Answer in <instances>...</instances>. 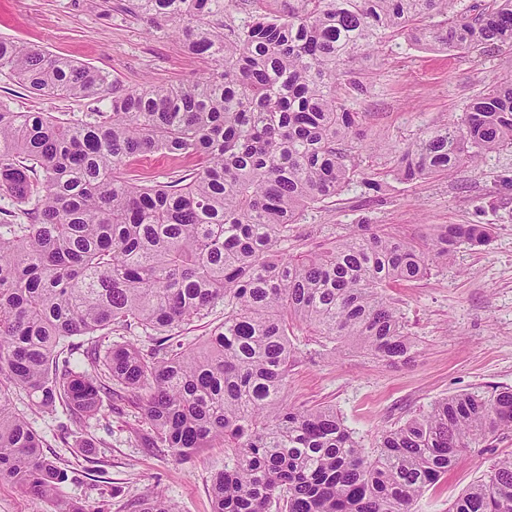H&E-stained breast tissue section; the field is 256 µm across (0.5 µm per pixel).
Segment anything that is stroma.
I'll list each match as a JSON object with an SVG mask.
<instances>
[{
	"mask_svg": "<svg viewBox=\"0 0 512 512\" xmlns=\"http://www.w3.org/2000/svg\"><path fill=\"white\" fill-rule=\"evenodd\" d=\"M128 7L129 0H0V37L88 64L124 89L185 83L209 70L210 61L150 29ZM355 69L365 86L349 103L361 113L365 131L352 152L358 173L340 194L308 209L296 235L312 246L344 236L356 224L402 235L441 224L492 227L487 246L461 245L448 265L389 289L419 342L411 362L389 366L364 354L322 351L297 338L303 352L288 379L289 401L335 408L369 450L383 431L436 399L476 387L512 388V146L450 176L404 182L393 174L396 149L441 119L459 120L472 99L512 79V51L489 47L467 55L399 35L377 44ZM0 101L18 112L72 120L108 108L104 97L32 95L1 72ZM369 178L380 180L381 192L368 189ZM13 407L43 437L47 456L68 471L57 503L79 502L90 512H137L139 501L159 490L178 512H212L211 479L224 469L223 449L181 458L168 448L144 447L151 426L130 392L103 400L100 412L80 425L60 410L36 411L22 391ZM510 453V431L470 449L423 492L413 512H448L461 492Z\"/></svg>",
	"mask_w": 512,
	"mask_h": 512,
	"instance_id": "1",
	"label": "stroma"
}]
</instances>
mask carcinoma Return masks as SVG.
I'll use <instances>...</instances> for the list:
<instances>
[{
    "instance_id": "1",
    "label": "carcinoma",
    "mask_w": 512,
    "mask_h": 512,
    "mask_svg": "<svg viewBox=\"0 0 512 512\" xmlns=\"http://www.w3.org/2000/svg\"><path fill=\"white\" fill-rule=\"evenodd\" d=\"M449 0H132L214 68L176 85L122 89L110 75L0 37V70L30 93L93 98L107 112L71 121L0 101V195L20 224L0 223V483L55 502L67 470L11 398L65 408L82 423L112 385L134 393L146 438L183 458L222 448L213 512H412L462 452L512 431V389L475 388L434 401L363 448L336 409L288 402L295 331L321 347L397 363L417 348L386 289L424 278L456 246L486 245V224L419 235L358 224L348 235L288 252L304 212L353 175L364 92L353 64L405 33L462 54L512 49V0L448 17ZM440 21L423 26L426 19ZM512 145V80L398 150L395 176L450 175ZM194 160L168 183L128 176L151 155ZM224 303L203 344L172 331ZM134 325L158 335L144 353L102 357L94 336ZM87 368L74 367L75 355ZM138 512H176L152 493ZM448 512H512V454L494 461Z\"/></svg>"
}]
</instances>
